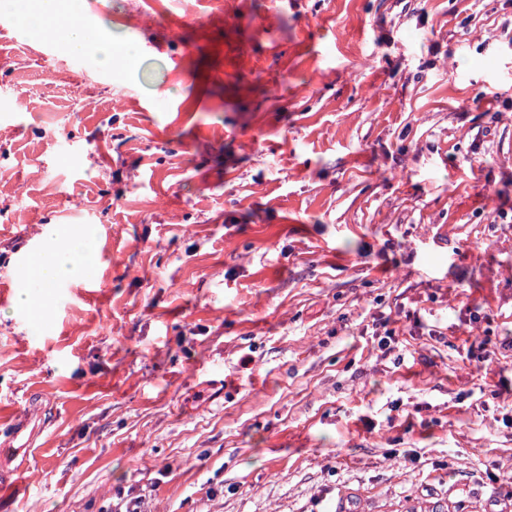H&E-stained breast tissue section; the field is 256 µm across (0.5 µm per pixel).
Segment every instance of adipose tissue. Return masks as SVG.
I'll return each mask as SVG.
<instances>
[{
  "label": "adipose tissue",
  "mask_w": 512,
  "mask_h": 512,
  "mask_svg": "<svg viewBox=\"0 0 512 512\" xmlns=\"http://www.w3.org/2000/svg\"><path fill=\"white\" fill-rule=\"evenodd\" d=\"M68 43L76 49L90 48L97 52L104 63L114 58L123 59L129 66H138L135 55L119 49L118 39L90 35L85 25L72 21L68 29ZM44 247L23 269L24 286L19 292L18 301L25 305L32 319L43 314L42 298L45 293L56 288L59 283L82 275L94 259L91 234L82 230L71 238H64L58 225H42L39 234Z\"/></svg>",
  "instance_id": "ef3b65f1"
}]
</instances>
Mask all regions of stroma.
Returning a JSON list of instances; mask_svg holds the SVG:
<instances>
[{
	"instance_id": "stroma-1",
	"label": "stroma",
	"mask_w": 512,
	"mask_h": 512,
	"mask_svg": "<svg viewBox=\"0 0 512 512\" xmlns=\"http://www.w3.org/2000/svg\"><path fill=\"white\" fill-rule=\"evenodd\" d=\"M80 7L144 68L0 6V512H494L512 0ZM42 251L23 269L24 287L20 289L18 301L25 305L31 319L43 314V295L56 288L59 283L73 280L94 264V249L91 234L82 230L65 239L57 224L41 225ZM31 288H38L35 293Z\"/></svg>"
}]
</instances>
